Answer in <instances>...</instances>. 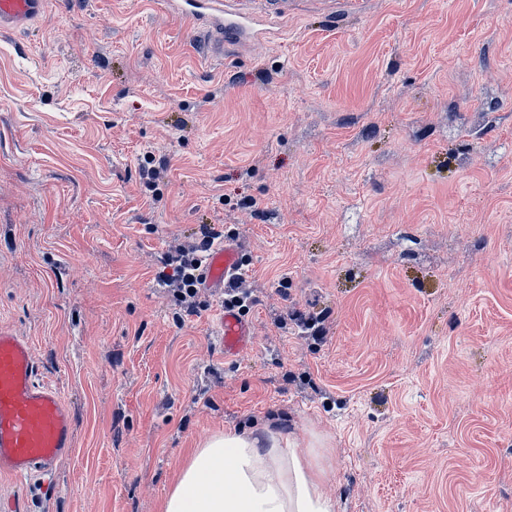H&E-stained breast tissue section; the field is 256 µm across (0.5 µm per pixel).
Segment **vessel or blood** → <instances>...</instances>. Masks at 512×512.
Returning a JSON list of instances; mask_svg holds the SVG:
<instances>
[{
  "mask_svg": "<svg viewBox=\"0 0 512 512\" xmlns=\"http://www.w3.org/2000/svg\"><path fill=\"white\" fill-rule=\"evenodd\" d=\"M292 0H165L167 10L209 37L211 58L222 59L227 41L263 35L269 20L288 14ZM46 0H0V30L27 28ZM244 271L239 241L224 239L204 255L203 287L224 290ZM224 357L250 349L253 333L237 308L225 307L216 323ZM74 425L59 391L38 377L30 340L0 326V474L26 478L50 471L73 447Z\"/></svg>",
  "mask_w": 512,
  "mask_h": 512,
  "instance_id": "vessel-or-blood-1",
  "label": "vessel or blood"
}]
</instances>
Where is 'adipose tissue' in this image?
Wrapping results in <instances>:
<instances>
[{
    "label": "adipose tissue",
    "instance_id": "1",
    "mask_svg": "<svg viewBox=\"0 0 512 512\" xmlns=\"http://www.w3.org/2000/svg\"><path fill=\"white\" fill-rule=\"evenodd\" d=\"M318 441L292 428L228 429L193 449L161 512H337Z\"/></svg>",
    "mask_w": 512,
    "mask_h": 512
}]
</instances>
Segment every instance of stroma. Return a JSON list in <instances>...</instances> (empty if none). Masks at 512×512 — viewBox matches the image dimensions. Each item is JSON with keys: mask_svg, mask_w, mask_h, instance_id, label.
Masks as SVG:
<instances>
[{"mask_svg": "<svg viewBox=\"0 0 512 512\" xmlns=\"http://www.w3.org/2000/svg\"><path fill=\"white\" fill-rule=\"evenodd\" d=\"M206 225L246 245L232 363L223 294L155 282ZM1 325L75 417L54 478L0 475L31 512H160L262 423L338 512H512V0H298L220 62L162 0H47L0 36ZM216 335L224 342V359L233 361L253 343L251 324L237 308L224 306L216 323Z\"/></svg>", "mask_w": 512, "mask_h": 512, "instance_id": "35a3bbf8", "label": "stroma"}]
</instances>
